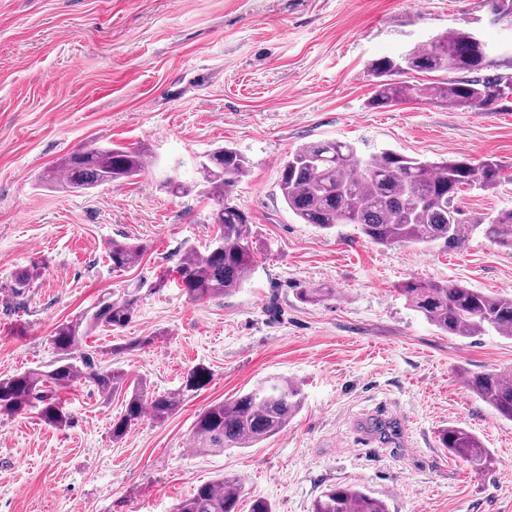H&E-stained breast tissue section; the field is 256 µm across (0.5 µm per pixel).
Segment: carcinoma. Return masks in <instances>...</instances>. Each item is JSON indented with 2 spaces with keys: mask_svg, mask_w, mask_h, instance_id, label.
<instances>
[{
  "mask_svg": "<svg viewBox=\"0 0 512 512\" xmlns=\"http://www.w3.org/2000/svg\"><path fill=\"white\" fill-rule=\"evenodd\" d=\"M367 70L374 79L368 106L374 109L422 102L479 114L512 90V53L494 52L483 40L475 39L468 26L436 35L426 48L373 59ZM414 73L440 78L421 83L412 79ZM154 163L155 156L147 148L93 142L47 169L42 180L68 190L91 189L132 178ZM248 170L246 158L228 146L215 149L200 164L216 233L204 253L188 251L176 265L175 283L191 301L210 300L242 287L254 267L249 217L229 201ZM504 171V165L494 159L477 164L465 158L431 162L394 150L365 154L350 142L324 140L292 151L280 164L278 186L288 209L301 223L324 231L338 224H355L367 240L378 245L427 246L442 241L451 249L461 247L479 229L490 241L512 247V209H503L488 223L478 225L463 219L458 204L463 188L495 189L506 180ZM145 249L142 244L108 242L112 269L129 267ZM39 276L35 265L20 267L0 288L14 299H24ZM139 290L136 286L120 296H102L78 318L57 325L50 337L53 357L47 365L0 379V413L34 410L44 423L64 428L70 424V415L57 393L79 384L105 396L121 393L125 397L124 412L112 419L116 441L146 412L159 422L173 415L181 394L209 382L204 367L192 369L178 393H151L145 382L129 379L127 372L102 360L108 353L140 347L145 340L135 338L107 351L86 344L96 329L120 330L131 323ZM400 293L415 312L450 336H481L488 330L512 336V295L421 280L405 282ZM330 294V288H301L296 296L302 303H315ZM462 384L471 396L512 421V377L498 370L467 372ZM304 403L300 382L273 377L235 398L205 407L195 418L190 440L195 447L214 453L251 448L288 428ZM439 444L477 472L489 470L492 464L490 450L464 427L442 429ZM241 493V479L224 477L197 487L177 501L172 512H238ZM312 512L389 510L370 492L338 484L315 499Z\"/></svg>",
  "mask_w": 512,
  "mask_h": 512,
  "instance_id": "obj_1",
  "label": "carcinoma"
}]
</instances>
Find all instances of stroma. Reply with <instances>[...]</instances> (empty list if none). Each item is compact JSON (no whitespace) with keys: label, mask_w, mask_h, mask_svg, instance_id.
Masks as SVG:
<instances>
[{"label":"stroma","mask_w":512,"mask_h":512,"mask_svg":"<svg viewBox=\"0 0 512 512\" xmlns=\"http://www.w3.org/2000/svg\"><path fill=\"white\" fill-rule=\"evenodd\" d=\"M489 16L486 0H0V282L41 268L25 307L0 290V378L49 362L57 324L134 286L131 324L96 331L88 345L143 338L112 362L161 393L193 368L211 375L175 414L144 416L119 441V394L61 391L71 415L62 429L32 412L0 414V512H171L226 475L242 481L241 512L256 497L274 512H312L338 483L385 499L389 512H512V421L461 382L467 371L512 373V337L445 335L399 292L425 279L512 294V248L477 234L451 250L375 245L352 224L328 233L298 223L278 187L291 151L327 139L511 165L512 96L481 114L367 104L369 61L464 25L500 45ZM94 140L148 145L157 164L77 192L39 182ZM218 146L249 161L232 201L251 219L256 267L242 288L193 302L151 283L214 233L194 182ZM170 177L192 190L171 193ZM461 206L488 222L512 208V181L467 190ZM114 239L147 250L116 271L105 254ZM300 288L332 294L303 303ZM274 376L304 385L287 430L252 448H192L200 411ZM451 425L490 448L488 473L440 448Z\"/></svg>","instance_id":"1"}]
</instances>
